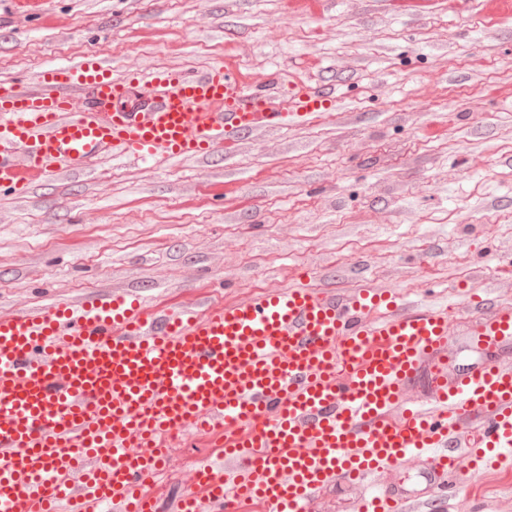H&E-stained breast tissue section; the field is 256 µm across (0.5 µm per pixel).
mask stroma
Segmentation results:
<instances>
[{"label":"stroma","mask_w":512,"mask_h":512,"mask_svg":"<svg viewBox=\"0 0 512 512\" xmlns=\"http://www.w3.org/2000/svg\"><path fill=\"white\" fill-rule=\"evenodd\" d=\"M94 55L113 76L232 57L254 82L326 86L313 123L158 167L103 156L0 190V311L134 289L171 301L206 275L235 296L297 276L448 306L512 303V15L487 0H0V83ZM512 512V458L467 499Z\"/></svg>","instance_id":"1"}]
</instances>
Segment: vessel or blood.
<instances>
[{"label": "vessel or blood", "instance_id": "1", "mask_svg": "<svg viewBox=\"0 0 512 512\" xmlns=\"http://www.w3.org/2000/svg\"><path fill=\"white\" fill-rule=\"evenodd\" d=\"M338 98L270 96L232 60L144 80L100 58L0 84V186L104 154L206 157L262 128L311 122ZM474 348H512V305L472 295ZM447 308L302 278L231 302L190 291L151 308L125 290L0 314V512H157V469L180 435L222 448L178 481L183 512H315L335 483L425 457L362 512H418L486 455L512 449V365L453 364Z\"/></svg>", "mask_w": 512, "mask_h": 512}]
</instances>
